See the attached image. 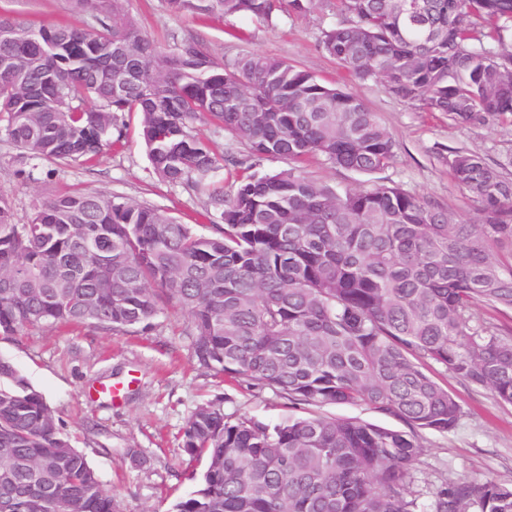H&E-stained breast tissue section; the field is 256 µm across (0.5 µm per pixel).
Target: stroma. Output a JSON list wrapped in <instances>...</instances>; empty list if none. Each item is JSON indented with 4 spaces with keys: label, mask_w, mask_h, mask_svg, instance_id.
Masks as SVG:
<instances>
[{
    "label": "stroma",
    "mask_w": 512,
    "mask_h": 512,
    "mask_svg": "<svg viewBox=\"0 0 512 512\" xmlns=\"http://www.w3.org/2000/svg\"><path fill=\"white\" fill-rule=\"evenodd\" d=\"M126 7L142 32L165 48H173L177 38L190 32L203 40L217 62L261 53L360 95L392 135L395 159L369 175L319 159L305 161L304 170L318 184L340 192L396 184L469 222L476 218V205L451 176L452 150L466 149L490 162L512 151L510 125H453L440 113L398 98L381 80L363 82L351 76L320 46L324 32L340 20L333 0H319L314 9L283 16L273 25L247 15L206 21L174 15L161 0H127ZM1 13L22 15L35 25L88 22L86 15L72 11L68 0H0ZM126 123L122 143L98 159L58 167L33 182L17 177L27 161L0 140V193L9 196L22 217L43 199L68 191L112 193L156 206L211 233L218 210L191 189L159 181L139 135L138 114L127 115ZM196 131L216 140L228 157L224 188L232 190L246 169L231 160L247 158L249 148L208 124H197ZM189 330L188 314L169 306L145 331H112L86 323L0 336V357L9 359L43 395L60 431L84 451L111 491L115 512H170L178 498L196 487L203 464L185 455L182 436L201 404L219 398L225 410L271 423L291 413L285 400L270 390L240 389L198 368L191 357ZM432 370L459 402L461 417L448 432L420 431L425 451L413 467L415 489L427 493L445 477L512 481V406L455 379L440 365Z\"/></svg>",
    "instance_id": "1"
}]
</instances>
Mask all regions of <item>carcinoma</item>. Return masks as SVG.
I'll return each instance as SVG.
<instances>
[{"mask_svg":"<svg viewBox=\"0 0 512 512\" xmlns=\"http://www.w3.org/2000/svg\"><path fill=\"white\" fill-rule=\"evenodd\" d=\"M70 2L92 24L0 15V135L33 161L26 179L43 162L97 159L136 112L153 173L206 195L223 226L204 234L101 192L46 199L20 218L0 196V336L147 327L176 306L211 375L291 408L365 404L404 424L309 414L271 425L206 402L182 438L205 467L171 512H512V483L495 479L446 478L423 511L413 490L417 431L447 432L461 416L429 364L512 405V336L473 313L512 312V153L492 165L458 150L448 161L477 204L473 222L398 185L339 193L298 164L321 157L371 174L394 161L395 142L362 97L265 54L217 63L194 37L167 52L124 0ZM162 2L269 25L317 0ZM420 2L413 24L402 0H335L344 19L321 48L455 125H512V0ZM199 123L297 166L247 175L226 197L224 156ZM0 512H114L42 394L2 357Z\"/></svg>","mask_w":512,"mask_h":512,"instance_id":"1","label":"carcinoma"}]
</instances>
